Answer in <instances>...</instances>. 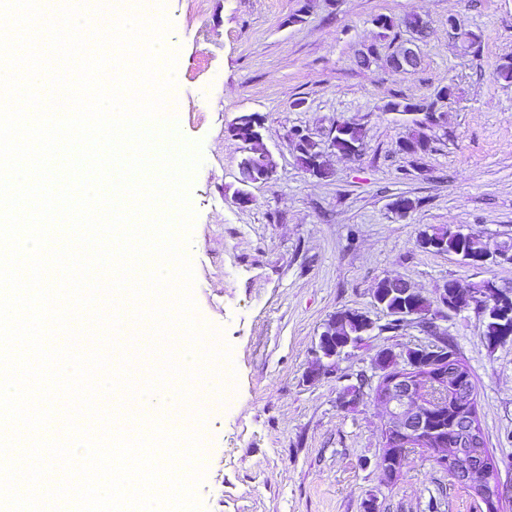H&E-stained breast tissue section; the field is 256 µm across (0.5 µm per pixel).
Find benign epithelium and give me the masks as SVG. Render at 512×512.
Wrapping results in <instances>:
<instances>
[{
    "label": "benign epithelium",
    "mask_w": 512,
    "mask_h": 512,
    "mask_svg": "<svg viewBox=\"0 0 512 512\" xmlns=\"http://www.w3.org/2000/svg\"><path fill=\"white\" fill-rule=\"evenodd\" d=\"M418 48L405 47L389 60L390 65L412 70L419 64ZM336 316H331L319 336V358L311 372L315 379L327 371L336 370ZM378 368L382 371L377 386L372 388L375 400L390 414L388 435L382 449L387 458L405 456L408 450L421 447L433 461L448 468V476L456 483L471 487L486 505L496 512L500 485L497 484L491 464L479 448H467L469 440H478V428L473 414L465 413L474 399V391L459 376L460 368L448 350V337H438L437 343L408 349L402 358L388 350L378 354ZM453 396L463 413L458 416L455 429L457 442L437 436L429 427L428 419L448 412V396Z\"/></svg>",
    "instance_id": "benign-epithelium-1"
}]
</instances>
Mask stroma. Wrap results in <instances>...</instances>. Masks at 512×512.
I'll use <instances>...</instances> for the list:
<instances>
[{
	"instance_id": "35a3bbf8",
	"label": "stroma",
	"mask_w": 512,
	"mask_h": 512,
	"mask_svg": "<svg viewBox=\"0 0 512 512\" xmlns=\"http://www.w3.org/2000/svg\"><path fill=\"white\" fill-rule=\"evenodd\" d=\"M152 13L171 22L185 103L178 129L203 157L187 247L196 313L231 348L230 362L211 365L231 369V388L202 416L204 512H364L369 501L375 512H485L417 448L387 481L379 457L388 411L368 394L350 408L340 402L359 378L376 385L378 351L400 355L439 335L471 372L499 469V512H512V339L487 346L472 306L443 312L431 333L373 299L385 277L430 299L451 281L512 288V260L473 265L416 244L432 225L472 231L492 250L512 244V84L494 76L512 59V0H153ZM408 14L430 21L431 33L417 69L400 72L386 60L409 34L375 19ZM445 85L451 95L436 101ZM403 98L435 101L442 115L418 155L400 148L410 116L385 109ZM242 112L261 116L277 164L244 207L235 200L240 144L228 132ZM343 122L364 130L357 155L327 146ZM297 128L324 145L329 177L299 164ZM402 196L415 203L404 215L393 208ZM344 309L364 311L375 329L335 372L308 381L323 325Z\"/></svg>"
}]
</instances>
